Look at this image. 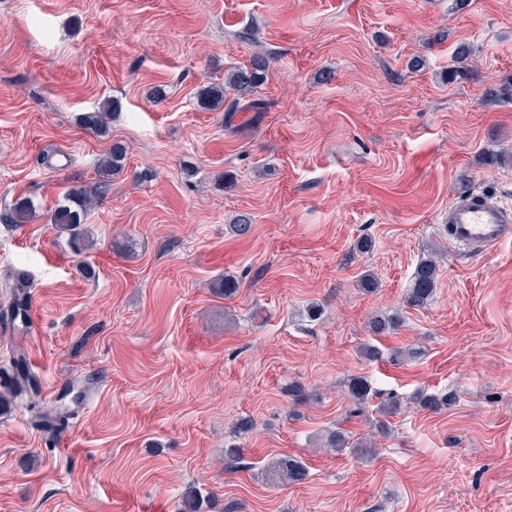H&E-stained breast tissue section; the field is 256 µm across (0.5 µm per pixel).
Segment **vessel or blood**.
<instances>
[{"mask_svg":"<svg viewBox=\"0 0 512 512\" xmlns=\"http://www.w3.org/2000/svg\"><path fill=\"white\" fill-rule=\"evenodd\" d=\"M451 243L486 248L512 240V204L482 193L459 197L445 217Z\"/></svg>","mask_w":512,"mask_h":512,"instance_id":"obj_1","label":"vessel or blood"}]
</instances>
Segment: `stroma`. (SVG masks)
I'll return each instance as SVG.
<instances>
[{"mask_svg":"<svg viewBox=\"0 0 512 512\" xmlns=\"http://www.w3.org/2000/svg\"><path fill=\"white\" fill-rule=\"evenodd\" d=\"M255 52L265 112L203 108ZM108 98L107 134L83 129ZM82 185L101 197L77 251L46 213ZM472 188L512 203V0H0V212L36 206L0 223V311L30 284L0 323V512H181L192 488L201 512H512V241L453 247L442 224ZM432 251L436 297L405 307ZM352 377L400 411L356 408ZM284 456L305 481L265 479ZM33 208L29 198L19 195L12 201L7 214L0 216V220L5 224L27 223L32 216Z\"/></svg>","mask_w":512,"mask_h":512,"instance_id":"35a3bbf8","label":"stroma"}]
</instances>
